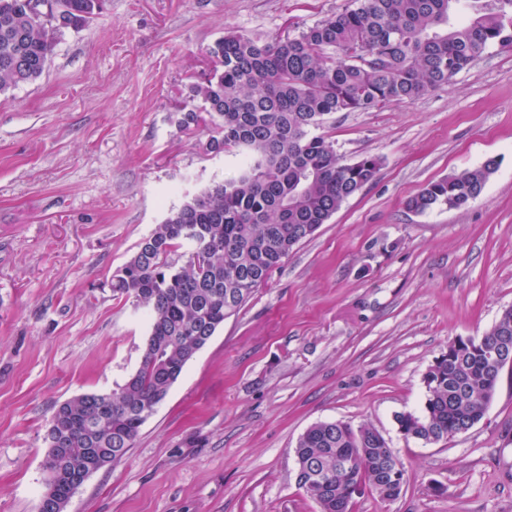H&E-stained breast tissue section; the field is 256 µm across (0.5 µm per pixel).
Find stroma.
<instances>
[{
  "instance_id": "35a3bbf8",
  "label": "stroma",
  "mask_w": 512,
  "mask_h": 512,
  "mask_svg": "<svg viewBox=\"0 0 512 512\" xmlns=\"http://www.w3.org/2000/svg\"><path fill=\"white\" fill-rule=\"evenodd\" d=\"M349 0H108L67 31L46 74L0 96V512H38L58 405L118 390L150 312L112 274L186 195L237 179L243 157L180 129L206 50L229 30L297 34ZM376 180L346 200L200 349L119 463L65 512H319L296 482L311 425L375 428L406 465L391 501L353 512H512V369L483 420L405 440L424 375L512 306V51L490 47L449 87L323 130ZM498 166L468 207L408 208L429 182Z\"/></svg>"
}]
</instances>
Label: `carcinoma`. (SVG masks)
I'll return each mask as SVG.
<instances>
[{
  "instance_id": "cac0c4a2",
  "label": "carcinoma",
  "mask_w": 512,
  "mask_h": 512,
  "mask_svg": "<svg viewBox=\"0 0 512 512\" xmlns=\"http://www.w3.org/2000/svg\"><path fill=\"white\" fill-rule=\"evenodd\" d=\"M107 0H0V95L39 80L59 39L100 15ZM512 50V0H352L295 36L256 40L228 31L207 48L211 68L190 87L181 129L207 120L210 152L246 153L241 175L171 211L111 279L113 296L150 309L138 369L114 394H84L56 407L48 453L60 460L44 491L99 457L126 456L142 424L224 319L239 311L272 271L341 205L375 181V156L345 163L322 128L338 112H368L453 82L485 50ZM202 101L197 107L195 101ZM494 158L427 184L408 207L462 209L483 192ZM182 252V265L171 255ZM480 339L512 344V306ZM479 349L437 359L424 376L419 412L395 416L398 430L425 444L472 429L499 381ZM306 467L296 480L320 512H343L337 469L360 453L355 475L373 481L394 450L366 425L321 422L298 438Z\"/></svg>"
}]
</instances>
